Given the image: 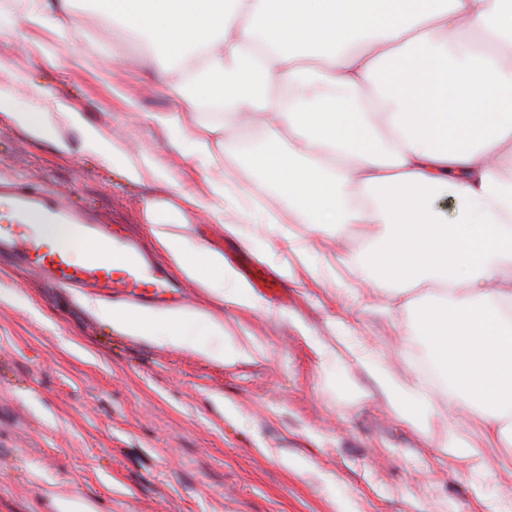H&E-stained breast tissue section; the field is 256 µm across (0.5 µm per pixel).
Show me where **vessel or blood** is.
Segmentation results:
<instances>
[{
	"mask_svg": "<svg viewBox=\"0 0 512 512\" xmlns=\"http://www.w3.org/2000/svg\"><path fill=\"white\" fill-rule=\"evenodd\" d=\"M14 209L0 224V258H8L41 273L57 287L75 290L135 308L178 309L182 296L178 287L166 284L150 270L136 241L123 227L98 223L86 212L60 203L56 195L31 184L12 188ZM69 225L78 241L90 242L94 254L75 263L70 250L46 240L32 216Z\"/></svg>",
	"mask_w": 512,
	"mask_h": 512,
	"instance_id": "vessel-or-blood-1",
	"label": "vessel or blood"
}]
</instances>
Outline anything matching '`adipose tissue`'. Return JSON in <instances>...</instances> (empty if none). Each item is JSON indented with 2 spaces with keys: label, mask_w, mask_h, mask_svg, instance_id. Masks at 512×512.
Segmentation results:
<instances>
[{
  "label": "adipose tissue",
  "mask_w": 512,
  "mask_h": 512,
  "mask_svg": "<svg viewBox=\"0 0 512 512\" xmlns=\"http://www.w3.org/2000/svg\"><path fill=\"white\" fill-rule=\"evenodd\" d=\"M39 62L77 38L76 0H19ZM99 29L147 35L157 69L183 109L155 121L173 146L221 167L220 134L258 127L247 152L263 180L288 193L296 224H371L362 272L407 288L405 335L422 336L453 397L475 416L471 432L430 433L449 456L512 469V0H93ZM216 120L200 116L202 107ZM36 139L77 130L85 151L132 180L154 169L69 107L0 111ZM452 195L455 222L435 207ZM152 233L187 279L223 299L235 276L222 254L170 231ZM130 335L198 345L194 320L169 311L145 328L136 313L97 308Z\"/></svg>",
  "instance_id": "1"
}]
</instances>
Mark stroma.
Wrapping results in <instances>:
<instances>
[{
    "instance_id": "stroma-1",
    "label": "stroma",
    "mask_w": 512,
    "mask_h": 512,
    "mask_svg": "<svg viewBox=\"0 0 512 512\" xmlns=\"http://www.w3.org/2000/svg\"><path fill=\"white\" fill-rule=\"evenodd\" d=\"M75 7L83 34L54 42V68L36 61L24 21L0 26V87L12 111L65 104L170 177L130 180L84 152L76 132L63 131L62 150L0 114V181L93 207L153 250L152 206L168 204L174 232L232 269L247 255L287 300L241 303V273L220 303L186 281L190 315L223 317L246 349L224 360L220 337H201L195 350L128 335L82 298L0 264V512H485L512 500V476L448 457L385 393L389 370L435 427H468L421 369L423 338L400 337L410 311L390 310V286L362 274L357 226L265 223L264 209L281 203L241 153L224 163L222 217L188 205L212 172L190 145L173 150L153 120L181 100L150 52L122 30L99 31L89 0ZM113 84L126 101L112 97Z\"/></svg>"
}]
</instances>
